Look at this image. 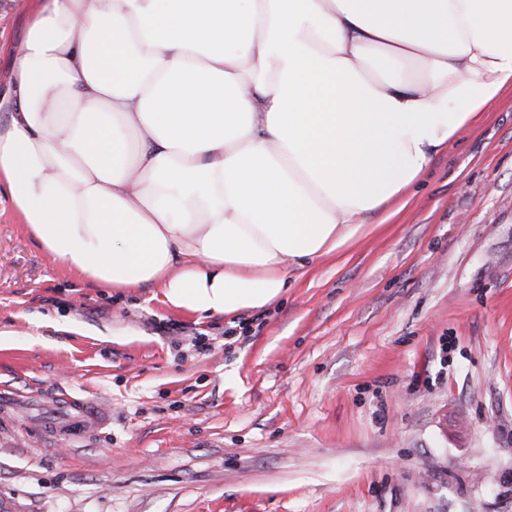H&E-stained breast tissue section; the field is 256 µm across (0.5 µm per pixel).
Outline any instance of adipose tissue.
<instances>
[{"label":"adipose tissue","instance_id":"adipose-tissue-1","mask_svg":"<svg viewBox=\"0 0 512 512\" xmlns=\"http://www.w3.org/2000/svg\"><path fill=\"white\" fill-rule=\"evenodd\" d=\"M512 88V0H39L0 186L105 288L258 310Z\"/></svg>","mask_w":512,"mask_h":512}]
</instances>
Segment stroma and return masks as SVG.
Wrapping results in <instances>:
<instances>
[{"label": "stroma", "instance_id": "35a3bbf8", "mask_svg": "<svg viewBox=\"0 0 512 512\" xmlns=\"http://www.w3.org/2000/svg\"><path fill=\"white\" fill-rule=\"evenodd\" d=\"M34 5L0 0V93ZM406 198L202 320L70 275L0 188V503L512 512L511 88Z\"/></svg>", "mask_w": 512, "mask_h": 512}]
</instances>
